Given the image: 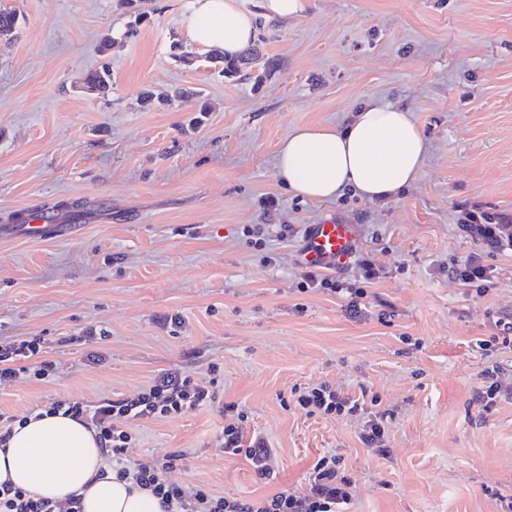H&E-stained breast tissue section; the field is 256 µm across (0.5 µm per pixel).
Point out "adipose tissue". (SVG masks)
Listing matches in <instances>:
<instances>
[{
  "mask_svg": "<svg viewBox=\"0 0 512 512\" xmlns=\"http://www.w3.org/2000/svg\"><path fill=\"white\" fill-rule=\"evenodd\" d=\"M306 0H259L257 10L239 0H189L180 25L196 44L234 57L257 37L259 18L302 14ZM426 144L408 107L370 99L344 127L298 126L280 142L276 178L312 200L345 191L384 202L413 185ZM12 482L32 495L65 501L82 493L83 512H161L159 501L132 481L118 479L94 430L74 418L30 415L0 449V484Z\"/></svg>",
  "mask_w": 512,
  "mask_h": 512,
  "instance_id": "adipose-tissue-1",
  "label": "adipose tissue"
}]
</instances>
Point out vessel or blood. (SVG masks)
Wrapping results in <instances>:
<instances>
[{
  "instance_id": "1",
  "label": "vessel or blood",
  "mask_w": 512,
  "mask_h": 512,
  "mask_svg": "<svg viewBox=\"0 0 512 512\" xmlns=\"http://www.w3.org/2000/svg\"><path fill=\"white\" fill-rule=\"evenodd\" d=\"M356 240L350 224L327 221L309 225L303 245L297 254L299 262L335 268L346 261Z\"/></svg>"
}]
</instances>
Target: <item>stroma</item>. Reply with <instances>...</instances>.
Here are the masks:
<instances>
[{"mask_svg":"<svg viewBox=\"0 0 512 512\" xmlns=\"http://www.w3.org/2000/svg\"><path fill=\"white\" fill-rule=\"evenodd\" d=\"M187 2L0 0L19 16L0 45V341L43 337L53 363L50 380L0 384V412L132 397L168 370L217 373L215 403L135 423L128 456L180 453L170 481L248 500L305 488L331 451L349 512H502L512 403L486 412L474 393L485 367L512 380V343L474 342L512 314V252L487 258L496 282L482 297L448 269L476 250L463 208L512 212V0H308L262 22L232 79L180 27ZM103 65L107 92L82 89ZM367 98L412 110L426 142L416 183L384 203L288 193L282 139L344 126ZM36 214L47 230L32 238ZM328 220L355 225L358 253L382 269L370 283L354 264L336 273L366 289L362 316L299 286L305 228ZM171 315L181 327L161 326ZM92 325L103 339H85ZM321 382L378 399L387 456L361 442L362 418L296 404L293 386ZM228 402L272 448L274 478L217 449Z\"/></svg>","mask_w":512,"mask_h":512,"instance_id":"1","label":"stroma"}]
</instances>
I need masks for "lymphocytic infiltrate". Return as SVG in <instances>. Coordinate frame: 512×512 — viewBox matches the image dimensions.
Returning a JSON list of instances; mask_svg holds the SVG:
<instances>
[{
	"label": "lymphocytic infiltrate",
	"instance_id": "obj_1",
	"mask_svg": "<svg viewBox=\"0 0 512 512\" xmlns=\"http://www.w3.org/2000/svg\"><path fill=\"white\" fill-rule=\"evenodd\" d=\"M460 227L472 239L476 250L453 268L451 277L481 297L488 293L494 279L492 268L483 262L484 257L512 250V212L489 213L475 206L465 210ZM300 278L302 287L321 288L344 297L350 314L361 313L367 296L365 289L343 287L338 279L318 268H302ZM43 354V342L37 336L0 343V383L23 375L48 379L53 364ZM295 395L298 405L311 415L362 416L361 441L377 455H386V412L365 407L360 399L341 394L326 383L296 389ZM215 400L213 387L197 382L188 373L173 371L158 377L131 399H104L95 404L53 402L49 409L92 425L118 478L132 480L150 490L158 498L162 512H346L352 498L351 483L341 469V456L333 453L315 463L306 490H284L249 501L229 499L203 486L189 492L169 482L166 474L176 467L178 455L146 457L135 462L128 459L126 452L134 441L128 429L131 422L175 418ZM217 448L227 455H245L259 478L268 479L274 474L272 449L262 438L245 439L238 423L224 425L217 438ZM81 500V495L73 494L66 502L58 503L30 496L8 482L0 485V512H82Z\"/></svg>",
	"mask_w": 512,
	"mask_h": 512
}]
</instances>
